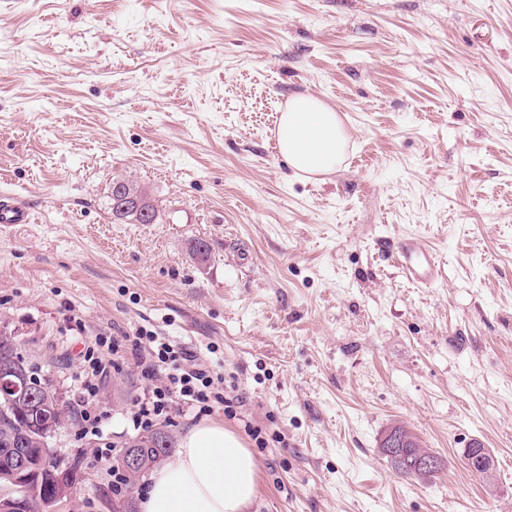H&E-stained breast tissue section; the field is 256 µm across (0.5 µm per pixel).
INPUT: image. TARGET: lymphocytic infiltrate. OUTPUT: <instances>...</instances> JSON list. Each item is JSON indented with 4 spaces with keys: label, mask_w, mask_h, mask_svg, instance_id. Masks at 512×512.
<instances>
[{
    "label": "lymphocytic infiltrate",
    "mask_w": 512,
    "mask_h": 512,
    "mask_svg": "<svg viewBox=\"0 0 512 512\" xmlns=\"http://www.w3.org/2000/svg\"><path fill=\"white\" fill-rule=\"evenodd\" d=\"M131 349L135 365L141 374L152 383L130 413L134 430H148L155 420L168 417L173 402H181L195 416L211 412L214 405L223 403L224 392L220 390L208 367L199 365L195 356L186 349H177L163 336L142 329L124 340H105L96 337L92 346L84 353L87 381L85 398L95 395L96 379L109 373V356L124 349Z\"/></svg>",
    "instance_id": "1"
}]
</instances>
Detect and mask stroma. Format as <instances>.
<instances>
[{
  "instance_id": "stroma-1",
  "label": "stroma",
  "mask_w": 512,
  "mask_h": 512,
  "mask_svg": "<svg viewBox=\"0 0 512 512\" xmlns=\"http://www.w3.org/2000/svg\"><path fill=\"white\" fill-rule=\"evenodd\" d=\"M295 94L336 111V170L280 156ZM116 178L155 223L113 216ZM1 193L32 221L0 226V335L68 409L49 445L79 483L54 512L144 492L95 454L138 436L133 358L98 431L78 407L81 337L141 327L223 375L209 418L259 463L249 512H512V0H0ZM408 238L431 286L396 261ZM395 424L435 479L381 453ZM396 260L409 279L425 287L434 283L439 276L436 256L417 240L407 239L401 243ZM411 433V437L414 439V443L417 446V448H411L410 443L413 442V439L404 433V431L401 428L393 427L391 429H388L384 436L381 439L382 448H384L385 453L389 456H396L399 455L401 452V448H409L410 455L416 454L417 451H424L419 452L417 454L416 462H415V469L416 471L422 473V474H431L436 469H438V461L431 455L425 452H429L428 448H422L418 438ZM381 448V449H382ZM384 450L382 449L383 453ZM392 465L394 466L395 470L403 477L411 478L415 480H425L423 479L419 473H417L412 465L409 464H403L402 466L398 465L393 460H390Z\"/></svg>"
}]
</instances>
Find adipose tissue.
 I'll return each instance as SVG.
<instances>
[{
	"mask_svg": "<svg viewBox=\"0 0 512 512\" xmlns=\"http://www.w3.org/2000/svg\"><path fill=\"white\" fill-rule=\"evenodd\" d=\"M281 155L300 173L331 171L345 149L335 112L320 99H289L278 128ZM259 464L244 440L216 422L182 437L176 458L156 468L141 496V512H246L258 494Z\"/></svg>",
	"mask_w": 512,
	"mask_h": 512,
	"instance_id": "obj_1",
	"label": "adipose tissue"
}]
</instances>
